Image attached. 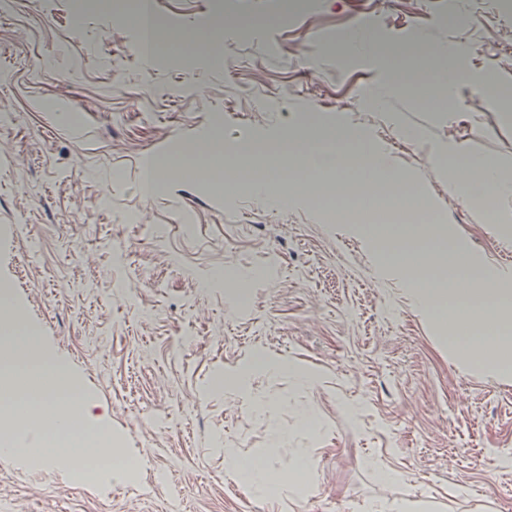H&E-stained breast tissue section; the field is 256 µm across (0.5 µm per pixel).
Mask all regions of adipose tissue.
<instances>
[{
	"mask_svg": "<svg viewBox=\"0 0 512 512\" xmlns=\"http://www.w3.org/2000/svg\"><path fill=\"white\" fill-rule=\"evenodd\" d=\"M469 54L467 44L451 45L448 63L441 67L438 76L440 103L453 105L460 87L466 85L483 92L492 103L502 105L504 114H511L512 105L503 104L498 93L501 74L491 70L475 75L465 65ZM396 91L397 86L392 82L372 87L363 97V106L379 113L401 139L418 141L419 130L387 110ZM433 154L437 171L449 178L451 196L486 213L492 223H512V212L498 206L500 200L512 196V176L506 175L496 162L471 154L453 141L437 143ZM262 164L267 168L287 165L296 170L297 175L291 178L288 187V199L293 202L302 194L300 174L329 176L339 159L330 150H308L287 157L273 151L264 156ZM358 230L380 246L385 263L394 267L403 279L419 310L444 323L448 346L465 368H488L498 377H512V280L495 266L478 263L464 246L444 245L437 224L405 227L383 224L376 229L362 224ZM433 266L443 269L442 281L436 283L427 277V269ZM0 315L15 320L12 334L0 342V409L18 416L45 414L54 422L57 432L69 430L71 418L60 414L65 400L56 398L47 402L26 398L29 387L48 388L53 372L26 365V356L37 347L38 341L29 333L27 325L19 321L17 309L2 305ZM312 467V459L304 454L281 471L270 470L260 461L242 460L230 451L225 454V469L232 478L260 497L280 502L297 496Z\"/></svg>",
	"mask_w": 512,
	"mask_h": 512,
	"instance_id": "adipose-tissue-1",
	"label": "adipose tissue"
}]
</instances>
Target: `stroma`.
Masks as SVG:
<instances>
[{"label":"stroma","mask_w":512,"mask_h":512,"mask_svg":"<svg viewBox=\"0 0 512 512\" xmlns=\"http://www.w3.org/2000/svg\"><path fill=\"white\" fill-rule=\"evenodd\" d=\"M222 2L154 6L169 28L220 30L223 66L200 53L148 67L110 0L84 15L77 0H0V285L137 464L76 486L71 471L0 456V512H363L381 494L512 512V378L461 368L355 225L327 223L306 196L280 210L201 176L140 192L147 156L179 157L202 136L284 149L295 124L345 117L442 214L447 237L512 275V232L449 198L431 153L451 138L512 173V120L472 87L449 114L425 66L355 55L346 68L314 35L371 11L384 43L461 41L482 71L504 49L494 0H462L458 16L448 0H316L301 17L283 0ZM391 81L403 93L390 108L417 142L359 104ZM260 356L312 380L261 370L217 385ZM306 408L317 428L300 421ZM228 448L274 469L305 451L304 494L272 509L226 474ZM381 466L402 482L380 486ZM460 488L466 499L449 500Z\"/></svg>","instance_id":"stroma-1"}]
</instances>
